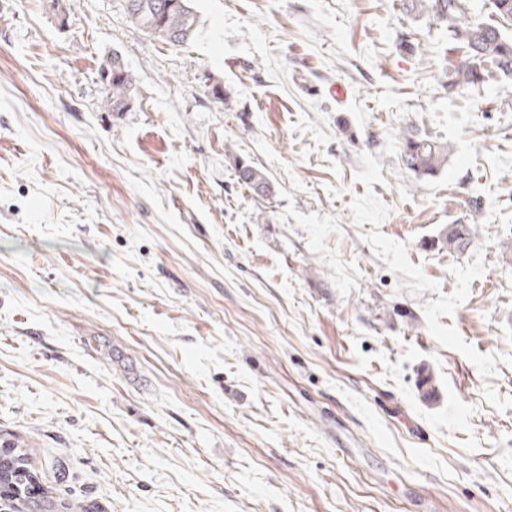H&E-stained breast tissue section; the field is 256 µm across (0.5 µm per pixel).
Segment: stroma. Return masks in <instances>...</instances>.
<instances>
[{"instance_id": "obj_1", "label": "stroma", "mask_w": 512, "mask_h": 512, "mask_svg": "<svg viewBox=\"0 0 512 512\" xmlns=\"http://www.w3.org/2000/svg\"><path fill=\"white\" fill-rule=\"evenodd\" d=\"M62 3L0 0V431L41 486L512 512V79L446 95L460 56L403 0H192L183 46ZM410 127L447 143L437 176L404 169ZM125 73H129V71L121 58L116 55L112 56L107 65L108 89L104 103L105 108L109 111H122L127 106V101L131 100L134 82L127 80L124 77ZM238 183L258 196H269L273 186L266 173L250 162H239L236 168Z\"/></svg>"}]
</instances>
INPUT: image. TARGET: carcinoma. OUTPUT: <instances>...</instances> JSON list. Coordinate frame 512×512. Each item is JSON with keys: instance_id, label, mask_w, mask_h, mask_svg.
Masks as SVG:
<instances>
[{"instance_id": "1", "label": "carcinoma", "mask_w": 512, "mask_h": 512, "mask_svg": "<svg viewBox=\"0 0 512 512\" xmlns=\"http://www.w3.org/2000/svg\"><path fill=\"white\" fill-rule=\"evenodd\" d=\"M129 20L145 33L172 46L192 41L197 33V19L192 0H124ZM490 21L471 17L469 0H403L406 11L426 15L446 25L454 49L463 51L464 59L448 68L443 89L448 94L459 90L480 92L500 77L512 78V35L504 24L512 23V0H484ZM127 69L118 56L107 65L108 89L104 106L119 112L131 100L133 81L124 77ZM401 162L417 177H432L448 163V145L407 129L401 137ZM238 183L258 196L267 197L273 186L266 173L249 162L236 168ZM471 229L460 224L445 237L448 249L460 250L469 244ZM32 457L16 435L0 440V493L18 491L32 477Z\"/></svg>"}]
</instances>
